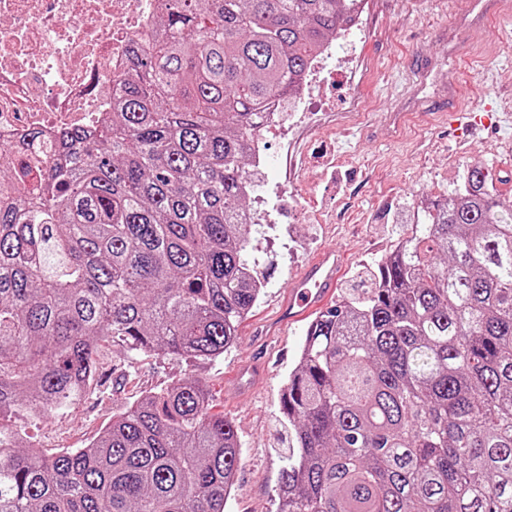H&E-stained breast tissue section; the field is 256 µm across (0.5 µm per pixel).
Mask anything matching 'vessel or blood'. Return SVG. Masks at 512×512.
Returning a JSON list of instances; mask_svg holds the SVG:
<instances>
[{
    "mask_svg": "<svg viewBox=\"0 0 512 512\" xmlns=\"http://www.w3.org/2000/svg\"><path fill=\"white\" fill-rule=\"evenodd\" d=\"M449 118H461L464 131L475 132L486 126L490 115L477 109H449ZM342 259L334 250H326L309 260L296 277L288 298L277 316L278 322L293 323L320 308L333 294L341 272Z\"/></svg>",
    "mask_w": 512,
    "mask_h": 512,
    "instance_id": "vessel-or-blood-1",
    "label": "vessel or blood"
}]
</instances>
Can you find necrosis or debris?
<instances>
[{
	"label": "necrosis or debris",
	"mask_w": 512,
	"mask_h": 512,
	"mask_svg": "<svg viewBox=\"0 0 512 512\" xmlns=\"http://www.w3.org/2000/svg\"><path fill=\"white\" fill-rule=\"evenodd\" d=\"M165 0H0V143L48 165L63 131L112 110L132 44Z\"/></svg>",
	"instance_id": "obj_1"
}]
</instances>
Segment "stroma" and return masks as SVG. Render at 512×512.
Listing matches in <instances>:
<instances>
[{
	"label": "stroma",
	"instance_id": "1",
	"mask_svg": "<svg viewBox=\"0 0 512 512\" xmlns=\"http://www.w3.org/2000/svg\"><path fill=\"white\" fill-rule=\"evenodd\" d=\"M367 22L353 35L364 82L327 68L312 83L324 111L292 112L285 127L262 133L269 163L264 189L248 201L275 211L273 229L254 246L266 286L241 323L237 342L212 360H174L102 343L97 373L75 408L42 420L19 410L0 422L51 455L96 440L113 415L142 395L195 377L212 412L231 418L241 460L225 512H274L279 472L292 446L279 394L307 328L277 338L267 377L248 391L237 374L254 354L256 331L287 296L294 274L323 248L344 256L337 289L375 266L407 235L401 218L419 194L445 198L462 166L483 163L492 175L512 171V124L468 136L443 109L451 99L512 113V0H367Z\"/></svg>",
	"mask_w": 512,
	"mask_h": 512
}]
</instances>
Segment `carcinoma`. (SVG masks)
Returning <instances> with one entry per match:
<instances>
[{
  "mask_svg": "<svg viewBox=\"0 0 512 512\" xmlns=\"http://www.w3.org/2000/svg\"><path fill=\"white\" fill-rule=\"evenodd\" d=\"M365 0H166L97 135L30 188L0 146V418L86 394L105 341L214 359L258 302L255 137ZM372 286L313 319L275 512H512V201L466 166ZM232 419L187 377L52 456L0 424V512H224Z\"/></svg>",
  "mask_w": 512,
  "mask_h": 512,
  "instance_id": "carcinoma-1",
  "label": "carcinoma"
}]
</instances>
